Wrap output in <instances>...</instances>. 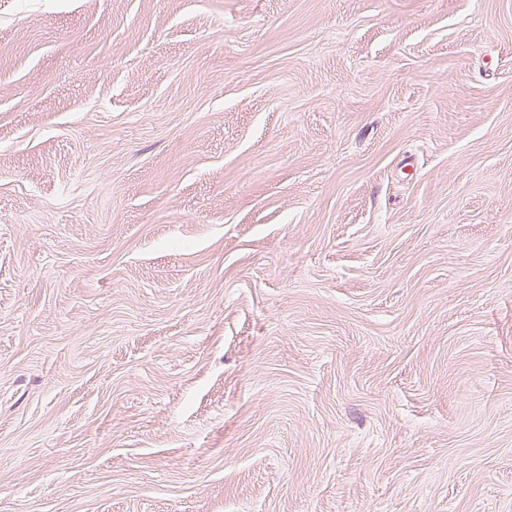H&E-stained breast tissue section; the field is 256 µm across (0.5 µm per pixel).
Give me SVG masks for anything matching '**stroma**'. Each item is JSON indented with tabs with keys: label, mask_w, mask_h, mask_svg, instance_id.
Returning a JSON list of instances; mask_svg holds the SVG:
<instances>
[{
	"label": "stroma",
	"mask_w": 512,
	"mask_h": 512,
	"mask_svg": "<svg viewBox=\"0 0 512 512\" xmlns=\"http://www.w3.org/2000/svg\"><path fill=\"white\" fill-rule=\"evenodd\" d=\"M0 512H512V0H0Z\"/></svg>",
	"instance_id": "stroma-1"
}]
</instances>
